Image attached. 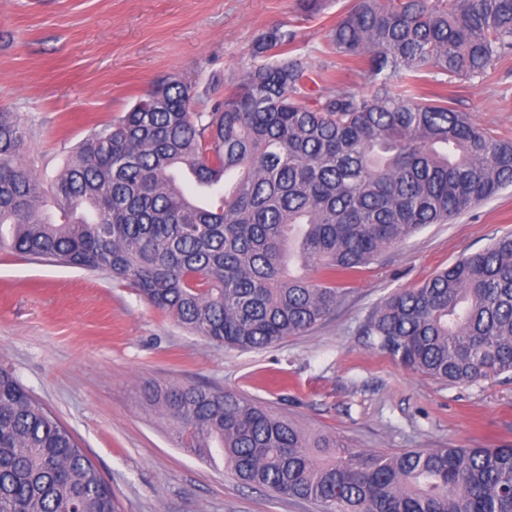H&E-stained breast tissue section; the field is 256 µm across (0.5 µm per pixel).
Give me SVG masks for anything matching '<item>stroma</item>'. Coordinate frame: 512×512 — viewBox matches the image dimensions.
<instances>
[{
    "label": "stroma",
    "mask_w": 512,
    "mask_h": 512,
    "mask_svg": "<svg viewBox=\"0 0 512 512\" xmlns=\"http://www.w3.org/2000/svg\"><path fill=\"white\" fill-rule=\"evenodd\" d=\"M346 0H0V108L30 116L27 158L43 179L91 127L151 85L193 82L198 106L253 65L256 38L293 25V50L335 68L328 31ZM448 104L512 137V58L452 79ZM512 234V187L383 251L344 283L326 321L261 350L214 344L104 272L0 252V365L47 406L111 484L120 512H320L243 485L223 457L181 448L149 390H233L295 423L380 454L512 445V377L446 385L374 348L364 324L391 293Z\"/></svg>",
    "instance_id": "1"
}]
</instances>
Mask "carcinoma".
Masks as SVG:
<instances>
[{"label":"carcinoma","instance_id":"cac0c4a2","mask_svg":"<svg viewBox=\"0 0 512 512\" xmlns=\"http://www.w3.org/2000/svg\"><path fill=\"white\" fill-rule=\"evenodd\" d=\"M328 37L374 93L313 94L315 71L289 55L295 31L277 25L224 99L199 111L191 83L153 86L47 183L24 157L33 125L0 109V251L127 280L218 345L306 334L343 301L338 281L512 185V139L421 93L512 56V0H349ZM181 170L217 203L197 204ZM47 197L59 224L42 217ZM365 333L440 382L512 374V234L395 291ZM153 401L187 451L323 512H512V445L354 452L235 391ZM0 512H119L69 430L2 366Z\"/></svg>","mask_w":512,"mask_h":512}]
</instances>
